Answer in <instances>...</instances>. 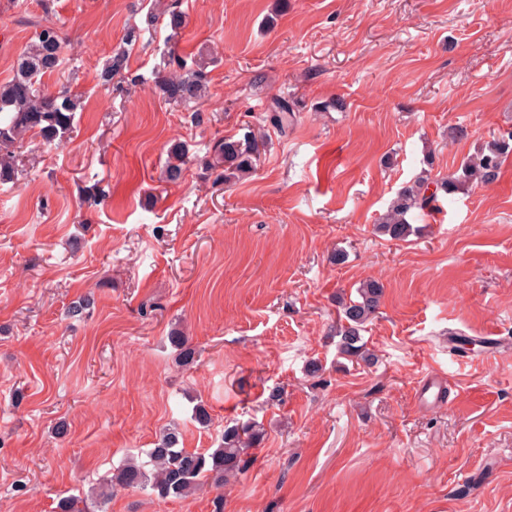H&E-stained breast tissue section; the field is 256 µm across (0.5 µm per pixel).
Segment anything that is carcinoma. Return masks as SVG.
Instances as JSON below:
<instances>
[{
    "mask_svg": "<svg viewBox=\"0 0 512 512\" xmlns=\"http://www.w3.org/2000/svg\"><path fill=\"white\" fill-rule=\"evenodd\" d=\"M63 45L60 28L52 22L40 25L34 40L20 54L13 77L0 83V181L12 176L17 145L34 136L48 143L62 142L72 128L75 112L82 108V98L65 88L55 95L41 88V78L59 67ZM126 59L124 50L109 57L102 79L110 82L122 74ZM208 65V61L201 59L196 68L186 74L174 70L159 76L160 92L175 103L189 104L201 99L208 84ZM271 121L282 132L294 124L295 115L287 102H277ZM257 156L252 134L237 139L229 137L217 143L210 168L218 171L216 180L231 181L255 171ZM510 156L512 130L492 138L446 177L433 180L428 172H423L396 192L386 212L378 218L375 231L392 240H405L419 233L420 228L410 224L409 215L430 216L440 211V198L451 200L469 187L494 184ZM185 162L184 146L174 145L165 168L166 181L179 182L185 172ZM383 296V284L370 279L359 284L355 297L338 299L334 336L338 337L340 354L366 364L374 362L375 354L366 347L363 332L379 312ZM169 341L178 351L182 365L193 364L196 350L186 337L174 334L169 336ZM178 437L179 432L174 428L163 430L155 447L146 452V458H132L115 470L112 484L147 491L159 499L184 497L209 481L222 488L247 468L248 450L260 442L263 427L250 421L227 425L221 443L210 452L183 448L179 446Z\"/></svg>",
    "mask_w": 512,
    "mask_h": 512,
    "instance_id": "carcinoma-1",
    "label": "carcinoma"
}]
</instances>
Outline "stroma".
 I'll return each mask as SVG.
<instances>
[{"label":"stroma","mask_w":512,"mask_h":512,"mask_svg":"<svg viewBox=\"0 0 512 512\" xmlns=\"http://www.w3.org/2000/svg\"><path fill=\"white\" fill-rule=\"evenodd\" d=\"M172 7L179 30L147 26ZM48 21L67 44L43 84L83 107L0 182V512L94 500L170 424L204 451L253 420L266 435L232 486L118 489L107 512H512V159L407 240L374 229L421 171L512 127V0H0V83ZM133 24L126 73L103 84ZM211 52L205 97L167 101L170 55ZM277 98L297 116L284 133ZM250 130L255 174L216 182L214 145ZM366 279L385 286L372 365L332 334L337 296ZM489 331L492 356L448 345ZM432 378L442 396L420 402ZM186 150L183 145L175 144L170 149V158L165 168V179L168 182L177 183L184 175L186 165Z\"/></svg>","instance_id":"35a3bbf8"}]
</instances>
